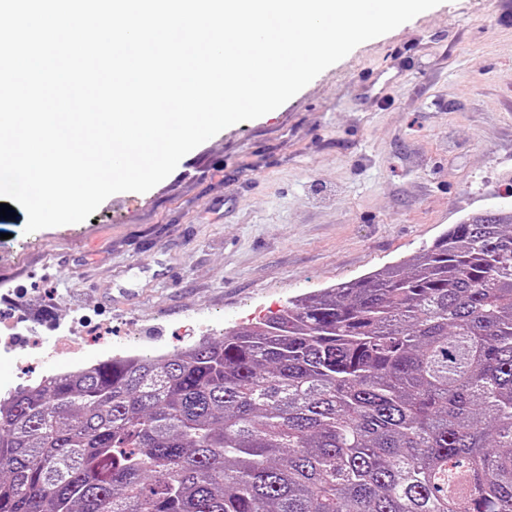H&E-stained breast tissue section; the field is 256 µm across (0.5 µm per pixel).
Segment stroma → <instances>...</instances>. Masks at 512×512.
Segmentation results:
<instances>
[{"instance_id": "stroma-1", "label": "stroma", "mask_w": 512, "mask_h": 512, "mask_svg": "<svg viewBox=\"0 0 512 512\" xmlns=\"http://www.w3.org/2000/svg\"><path fill=\"white\" fill-rule=\"evenodd\" d=\"M512 215V0H442L145 193L25 233L0 217V309L71 317L92 356L184 344L396 264L449 225Z\"/></svg>"}]
</instances>
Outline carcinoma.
Listing matches in <instances>:
<instances>
[{
  "label": "carcinoma",
  "mask_w": 512,
  "mask_h": 512,
  "mask_svg": "<svg viewBox=\"0 0 512 512\" xmlns=\"http://www.w3.org/2000/svg\"><path fill=\"white\" fill-rule=\"evenodd\" d=\"M0 512H512V220L15 390Z\"/></svg>",
  "instance_id": "carcinoma-1"
}]
</instances>
